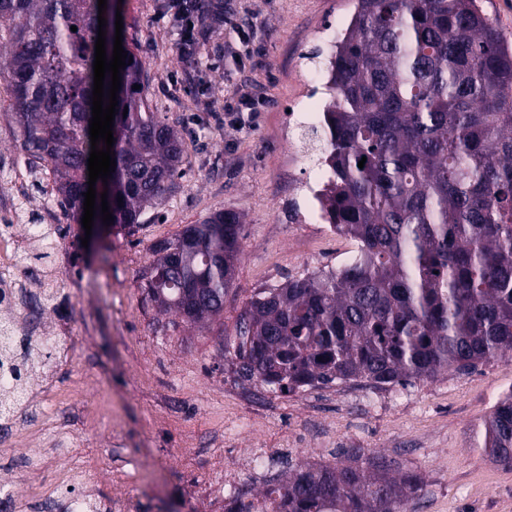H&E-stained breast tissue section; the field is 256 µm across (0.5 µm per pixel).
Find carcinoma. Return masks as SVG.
<instances>
[{"mask_svg": "<svg viewBox=\"0 0 512 512\" xmlns=\"http://www.w3.org/2000/svg\"><path fill=\"white\" fill-rule=\"evenodd\" d=\"M97 36L98 0H0L6 112L78 222ZM332 57L320 200L358 252L251 297L224 342L237 378L282 393L405 387L511 354L512 48L480 0H355ZM127 58L107 196L112 226L131 233L176 188L185 140L146 110L143 64ZM241 232L240 214L219 211L153 245L149 299L186 323L220 319ZM2 368L26 383L28 361ZM481 436L485 454L512 468V391ZM422 489L416 472L353 448L341 466L299 463L262 499L269 512H406Z\"/></svg>", "mask_w": 512, "mask_h": 512, "instance_id": "obj_1", "label": "carcinoma"}]
</instances>
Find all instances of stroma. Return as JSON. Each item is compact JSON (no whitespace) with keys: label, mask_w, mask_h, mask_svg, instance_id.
Wrapping results in <instances>:
<instances>
[{"label":"stroma","mask_w":512,"mask_h":512,"mask_svg":"<svg viewBox=\"0 0 512 512\" xmlns=\"http://www.w3.org/2000/svg\"><path fill=\"white\" fill-rule=\"evenodd\" d=\"M223 21L203 27L195 54L180 49L167 0H123V39L145 67L150 111L183 130L178 186L134 233L114 230L105 248L56 235L49 258L14 269L33 291L57 272L43 318L57 324L20 419L0 430V495L28 512H64L87 494L103 512H209L224 472L258 448L277 459L344 463L360 448L402 463L424 481L408 512H512V469L477 447L497 393L512 389V359L449 371L406 387L337 382L284 394L237 384L224 341L253 293L287 277L339 269L358 244L295 221L305 172L286 130L302 67L320 53L328 24L348 23L353 0H214ZM258 33L243 48L234 23ZM259 99L252 125L219 124L215 106L236 93ZM219 211L244 217L242 253L224 314L190 326L161 312L144 290L152 246ZM261 420L228 432L227 413Z\"/></svg>","instance_id":"obj_1"}]
</instances>
